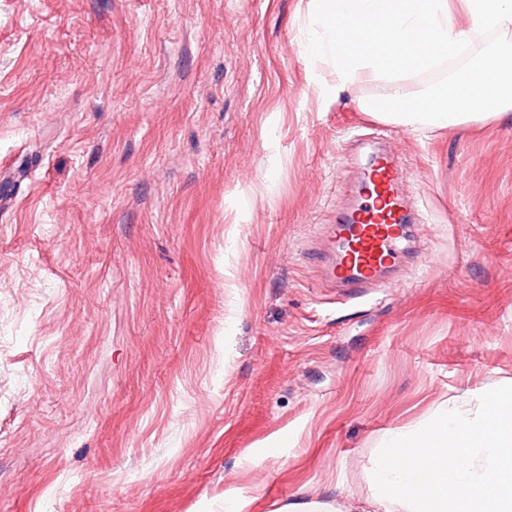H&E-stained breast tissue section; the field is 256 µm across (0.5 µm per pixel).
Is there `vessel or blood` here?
<instances>
[{
  "label": "vessel or blood",
  "mask_w": 512,
  "mask_h": 512,
  "mask_svg": "<svg viewBox=\"0 0 512 512\" xmlns=\"http://www.w3.org/2000/svg\"><path fill=\"white\" fill-rule=\"evenodd\" d=\"M408 174L393 148L373 152L357 174L353 196L325 225L312 257L339 295L364 297L403 263L404 245L420 222L404 194Z\"/></svg>",
  "instance_id": "1"
}]
</instances>
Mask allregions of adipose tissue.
<instances>
[{"mask_svg":"<svg viewBox=\"0 0 512 512\" xmlns=\"http://www.w3.org/2000/svg\"><path fill=\"white\" fill-rule=\"evenodd\" d=\"M357 512H512V393L390 429Z\"/></svg>","mask_w":512,"mask_h":512,"instance_id":"adipose-tissue-1","label":"adipose tissue"}]
</instances>
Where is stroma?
Instances as JSON below:
<instances>
[{"mask_svg":"<svg viewBox=\"0 0 512 512\" xmlns=\"http://www.w3.org/2000/svg\"><path fill=\"white\" fill-rule=\"evenodd\" d=\"M308 0H0V512L369 496L389 429L512 388V116L325 103ZM379 135L421 256L358 301L306 253Z\"/></svg>","mask_w":512,"mask_h":512,"instance_id":"1","label":"stroma"}]
</instances>
